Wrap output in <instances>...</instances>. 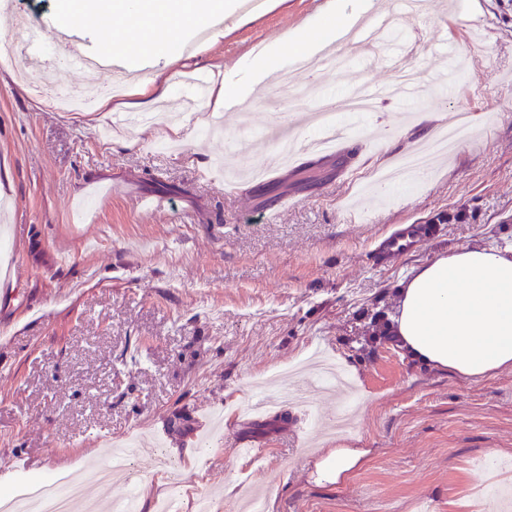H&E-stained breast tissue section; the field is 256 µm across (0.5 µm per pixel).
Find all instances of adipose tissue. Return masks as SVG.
I'll return each mask as SVG.
<instances>
[{"label": "adipose tissue", "instance_id": "obj_1", "mask_svg": "<svg viewBox=\"0 0 512 512\" xmlns=\"http://www.w3.org/2000/svg\"><path fill=\"white\" fill-rule=\"evenodd\" d=\"M236 0H61L74 28L108 26L105 53L170 51L190 32L231 14ZM374 0H357L346 14L344 0L323 10L279 42L248 55L251 70L269 76L286 56H313L363 19ZM382 330L405 356L423 366L476 382L512 368V242L463 247L438 254L401 283L396 305Z\"/></svg>", "mask_w": 512, "mask_h": 512}]
</instances>
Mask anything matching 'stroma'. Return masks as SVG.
Listing matches in <instances>:
<instances>
[{
	"mask_svg": "<svg viewBox=\"0 0 512 512\" xmlns=\"http://www.w3.org/2000/svg\"><path fill=\"white\" fill-rule=\"evenodd\" d=\"M60 0H0V199L6 247L19 268L14 298L0 301V474L18 458L31 475L76 474L98 460L96 437L150 440L184 483V512L198 494L215 512H243L244 494L267 512H501L512 488V370L477 382L411 364L376 323L394 290L437 253L512 240V119L478 113L512 103V0H431L395 14L377 48L346 53L329 72L294 71L256 85L245 108L184 113V150L156 145L170 126L129 139L113 112H61L51 91L82 87L61 50L100 47L108 34L59 26ZM325 0H266L236 10L192 52L122 57L115 73L188 70L242 77L245 55L317 13ZM39 27L42 66L21 51ZM445 39L448 52L420 58L432 72L421 112L399 102L347 118L339 156L299 151L273 164L276 136L291 124L290 96L315 111L331 91L352 93L390 77L412 36ZM468 58L455 77L456 55ZM47 79L49 91L33 86ZM475 115L470 141L412 176L386 199L362 187L415 141ZM116 179L107 199L85 183ZM163 196L171 211L145 200ZM287 207H280V200ZM439 224L434 238L380 262L397 227ZM251 439L249 454L239 443ZM332 448H364L342 482L318 480ZM233 492H226V485ZM140 512L171 493L149 458L97 486L87 504L112 512L129 490Z\"/></svg>",
	"mask_w": 512,
	"mask_h": 512,
	"instance_id": "stroma-1",
	"label": "stroma"
}]
</instances>
